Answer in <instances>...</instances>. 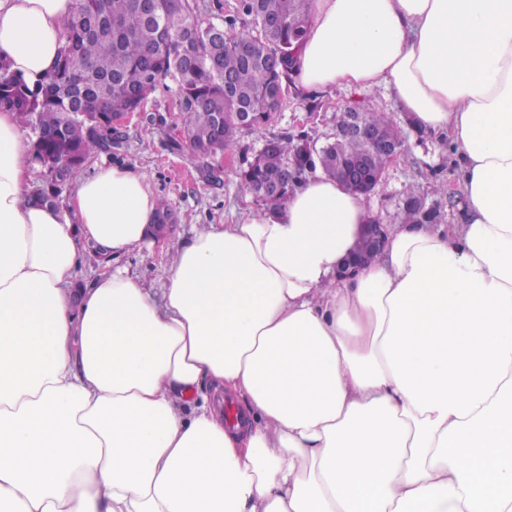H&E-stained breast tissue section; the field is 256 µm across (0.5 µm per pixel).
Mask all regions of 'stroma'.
<instances>
[{
	"label": "stroma",
	"mask_w": 512,
	"mask_h": 512,
	"mask_svg": "<svg viewBox=\"0 0 512 512\" xmlns=\"http://www.w3.org/2000/svg\"><path fill=\"white\" fill-rule=\"evenodd\" d=\"M315 96L321 104L318 111H308L303 98L290 97L262 133L241 135L235 147L199 158L190 150L172 149L182 121L174 89L152 93L143 110L123 125V137L113 143L111 152L96 154L81 169L82 174H91L104 161L133 166L173 212L175 222L165 238L122 257L121 266L139 276L147 287L163 288L170 252L190 237L196 225L231 224L248 213L265 211V203L241 185L238 173L266 141L304 135L325 144L334 136L340 115L351 108L389 113L404 137L400 159L386 165L381 185L365 198L375 221L399 224L405 188L413 184L426 209L435 212L437 223H461L463 194L456 159L443 140L411 124L389 89L378 86L356 92L333 86L316 91Z\"/></svg>",
	"instance_id": "1"
}]
</instances>
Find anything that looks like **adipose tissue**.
<instances>
[{
  "label": "adipose tissue",
  "instance_id": "obj_1",
  "mask_svg": "<svg viewBox=\"0 0 512 512\" xmlns=\"http://www.w3.org/2000/svg\"><path fill=\"white\" fill-rule=\"evenodd\" d=\"M77 0H0V59L46 76ZM297 87L390 88L447 137L463 223L373 214L315 175L195 229L162 291L115 269L152 235L143 174L29 203L0 110V512H512V0H312Z\"/></svg>",
  "mask_w": 512,
  "mask_h": 512
}]
</instances>
